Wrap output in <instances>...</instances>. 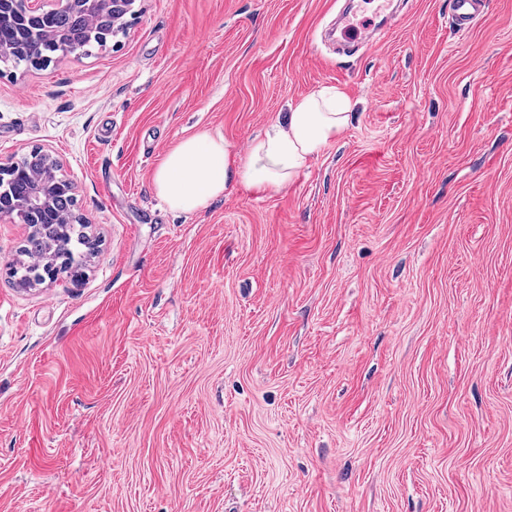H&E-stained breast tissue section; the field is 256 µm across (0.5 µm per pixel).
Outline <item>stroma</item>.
Wrapping results in <instances>:
<instances>
[{
	"label": "stroma",
	"instance_id": "35a3bbf8",
	"mask_svg": "<svg viewBox=\"0 0 512 512\" xmlns=\"http://www.w3.org/2000/svg\"><path fill=\"white\" fill-rule=\"evenodd\" d=\"M136 0L91 54L0 66V161L49 152L97 238L22 287L0 221V512H512V0ZM323 86L295 182L176 214L183 139L244 157Z\"/></svg>",
	"mask_w": 512,
	"mask_h": 512
}]
</instances>
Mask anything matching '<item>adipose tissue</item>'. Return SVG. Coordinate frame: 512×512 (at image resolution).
Segmentation results:
<instances>
[{"instance_id":"ef3b65f1","label":"adipose tissue","mask_w":512,"mask_h":512,"mask_svg":"<svg viewBox=\"0 0 512 512\" xmlns=\"http://www.w3.org/2000/svg\"><path fill=\"white\" fill-rule=\"evenodd\" d=\"M354 107L337 88H319L292 104L236 161L224 139L206 133L185 138L156 170L154 188L175 213L204 209L235 184L258 193L281 190L337 141L350 125Z\"/></svg>"}]
</instances>
